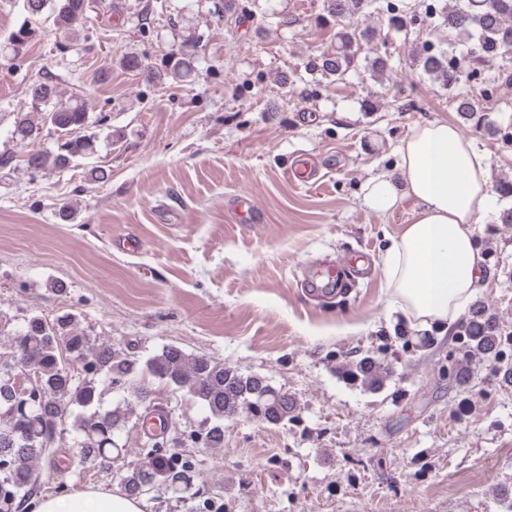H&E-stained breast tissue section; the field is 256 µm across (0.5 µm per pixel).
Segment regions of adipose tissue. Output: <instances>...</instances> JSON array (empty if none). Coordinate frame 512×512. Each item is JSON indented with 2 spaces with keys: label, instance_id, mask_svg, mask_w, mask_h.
Wrapping results in <instances>:
<instances>
[{
  "label": "adipose tissue",
  "instance_id": "obj_1",
  "mask_svg": "<svg viewBox=\"0 0 512 512\" xmlns=\"http://www.w3.org/2000/svg\"><path fill=\"white\" fill-rule=\"evenodd\" d=\"M392 170L371 177L364 202L386 213L403 196L420 209L411 224L391 237L383 264L389 305L421 322L450 325L473 298L483 275L473 226L491 206L486 155L454 125H416L396 149ZM27 512H146L144 498L90 487L68 498L30 501Z\"/></svg>",
  "mask_w": 512,
  "mask_h": 512
}]
</instances>
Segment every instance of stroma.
Masks as SVG:
<instances>
[{
    "instance_id": "35a3bbf8",
    "label": "stroma",
    "mask_w": 512,
    "mask_h": 512,
    "mask_svg": "<svg viewBox=\"0 0 512 512\" xmlns=\"http://www.w3.org/2000/svg\"><path fill=\"white\" fill-rule=\"evenodd\" d=\"M320 0H97L76 42L36 22L21 54L0 61V311L23 323L71 313L91 335L148 358L167 345L265 376L298 402V418L269 426L239 416L224 446L190 436L207 412L157 388L170 410L169 450L189 458L198 492L147 494L149 512H506L512 500V385L493 360H464L457 330L424 327L391 311L382 271L386 238L411 223L403 197L389 213L363 202L371 177L392 169L395 150L419 123L460 126L490 162V181L512 180V142L462 128L447 90L410 64L403 34L389 33L394 70L358 68L331 83L308 71L330 49L315 23ZM194 46L189 81L171 77L166 54ZM140 58L155 80L127 69ZM52 73L66 91L86 92L111 138L98 156L111 175L83 168L32 173L28 150H51L42 131L12 141L27 90ZM376 98L364 112L360 101ZM318 162L322 180L290 175L297 157ZM251 193L264 214L243 224L230 203ZM70 205L61 218V205ZM512 198L494 195L474 226L485 274L474 299L499 319L512 362ZM370 255L373 272L345 297L322 301L299 286L312 265ZM373 354L390 367L384 389L348 384L341 367ZM467 361V387L448 374ZM74 433L63 425L52 458L33 477L43 497L87 487L117 489L143 462L145 436L128 423L126 452L111 469L79 470Z\"/></svg>"
}]
</instances>
